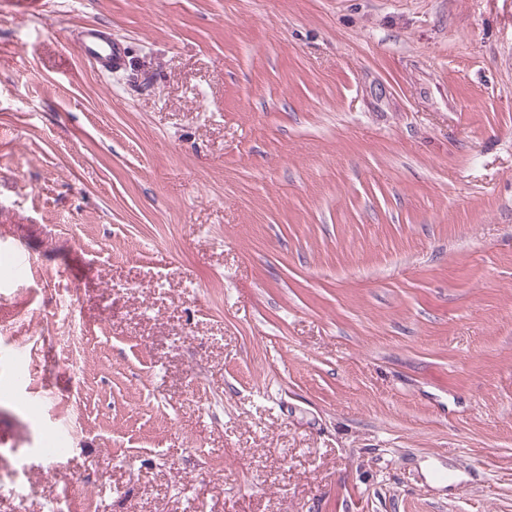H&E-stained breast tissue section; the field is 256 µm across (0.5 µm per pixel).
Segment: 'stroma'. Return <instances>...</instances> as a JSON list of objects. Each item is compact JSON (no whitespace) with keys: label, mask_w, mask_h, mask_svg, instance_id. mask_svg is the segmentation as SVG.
Wrapping results in <instances>:
<instances>
[{"label":"stroma","mask_w":512,"mask_h":512,"mask_svg":"<svg viewBox=\"0 0 512 512\" xmlns=\"http://www.w3.org/2000/svg\"><path fill=\"white\" fill-rule=\"evenodd\" d=\"M43 2L0 0V512H512V0ZM74 44L83 59L94 61L102 70L111 71L121 66V57L111 35L102 30L85 27Z\"/></svg>","instance_id":"35a3bbf8"}]
</instances>
